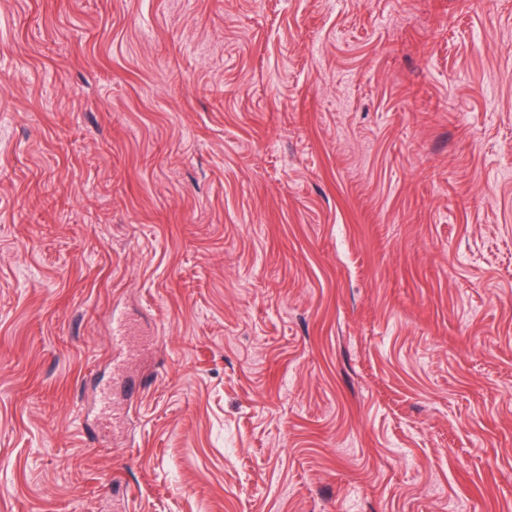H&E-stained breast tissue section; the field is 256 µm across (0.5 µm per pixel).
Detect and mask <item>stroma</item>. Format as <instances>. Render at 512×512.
<instances>
[{"mask_svg":"<svg viewBox=\"0 0 512 512\" xmlns=\"http://www.w3.org/2000/svg\"><path fill=\"white\" fill-rule=\"evenodd\" d=\"M0 512H512V0H0Z\"/></svg>","mask_w":512,"mask_h":512,"instance_id":"obj_1","label":"stroma"}]
</instances>
